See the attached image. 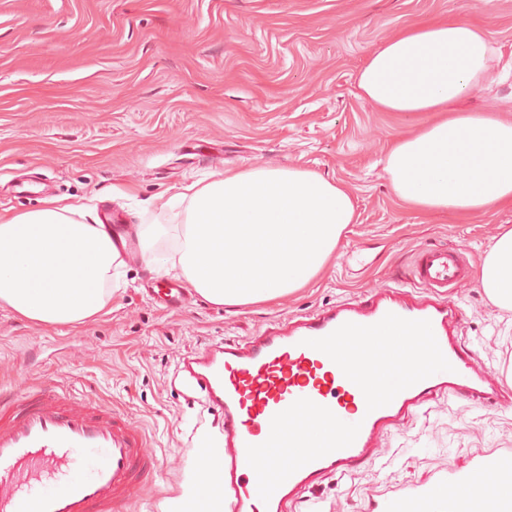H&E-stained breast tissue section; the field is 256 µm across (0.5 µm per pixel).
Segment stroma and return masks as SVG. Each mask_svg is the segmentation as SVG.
<instances>
[{"instance_id": "obj_1", "label": "stroma", "mask_w": 512, "mask_h": 512, "mask_svg": "<svg viewBox=\"0 0 512 512\" xmlns=\"http://www.w3.org/2000/svg\"><path fill=\"white\" fill-rule=\"evenodd\" d=\"M440 18L486 21L500 83L460 103L512 116V0H0V215L46 198L93 199L128 230L162 224L145 200L211 173L303 165L345 182L357 206L332 266L305 288L240 307L189 292L171 310L148 294L142 253L107 314L45 326L0 309V394L61 387L118 407L159 468L127 512H166L189 447L221 420L184 388L179 359L214 341H247L289 317L395 286L425 247L451 246L478 268L512 206L423 215L397 199L382 161L430 113L382 112L359 97L366 57L399 30ZM125 189L122 197L111 187ZM463 343L492 369L512 365V312L476 278L451 290ZM512 449V407L439 396L405 419L374 460L321 479L285 512H384L387 500L439 491Z\"/></svg>"}]
</instances>
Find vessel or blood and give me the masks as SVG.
<instances>
[{
  "label": "vessel or blood",
  "instance_id": "1",
  "mask_svg": "<svg viewBox=\"0 0 512 512\" xmlns=\"http://www.w3.org/2000/svg\"><path fill=\"white\" fill-rule=\"evenodd\" d=\"M467 269L455 248L422 249L412 272L421 295L379 288L182 357V383L222 419L198 440L217 463L209 512H284L300 489L371 460L388 429L433 395L512 401L462 345V310L447 292ZM261 448L282 462L260 460ZM156 466L142 431L111 405L48 388L0 401V512H125ZM509 482L506 470L482 483L452 477L440 495L398 496L385 512H512V494L497 491Z\"/></svg>",
  "mask_w": 512,
  "mask_h": 512
}]
</instances>
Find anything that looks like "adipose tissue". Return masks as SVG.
<instances>
[{
	"mask_svg": "<svg viewBox=\"0 0 512 512\" xmlns=\"http://www.w3.org/2000/svg\"><path fill=\"white\" fill-rule=\"evenodd\" d=\"M496 55L488 27L450 19L399 31L358 72L361 96L378 109L433 115L395 139L385 157L394 194L420 213L512 205V119L453 108L496 81ZM150 206L168 221L144 227L143 249L172 240L160 266L224 305L269 302L305 287L357 219L345 183L303 166L216 173ZM88 215L84 204L53 198L38 210L0 215V307L43 325L82 322L105 308L120 279V238ZM477 279L493 303L512 310V228L493 238Z\"/></svg>",
	"mask_w": 512,
	"mask_h": 512,
	"instance_id": "adipose-tissue-1",
	"label": "adipose tissue"
}]
</instances>
